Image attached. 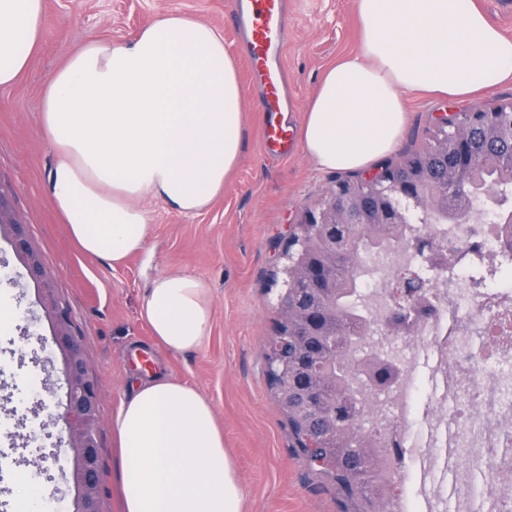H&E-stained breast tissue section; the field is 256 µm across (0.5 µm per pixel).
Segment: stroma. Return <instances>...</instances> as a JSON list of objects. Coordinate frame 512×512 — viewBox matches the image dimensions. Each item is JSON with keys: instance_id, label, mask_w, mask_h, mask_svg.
Segmentation results:
<instances>
[{"instance_id": "35a3bbf8", "label": "stroma", "mask_w": 512, "mask_h": 512, "mask_svg": "<svg viewBox=\"0 0 512 512\" xmlns=\"http://www.w3.org/2000/svg\"><path fill=\"white\" fill-rule=\"evenodd\" d=\"M294 28L285 65L293 84L295 117L330 66L358 48L361 32L355 0H292ZM177 12L212 26L232 47L235 32L228 0H44L39 48L12 87L0 88V189L27 226L45 280L67 307L89 375L100 394L96 440L100 466V512H120L112 446V415L129 394L136 365L168 371L211 402L224 430L246 492L245 512H340L334 485L309 469L278 403L267 371L283 255L307 211L319 207L335 186L337 172L317 167L303 147L274 159L262 149V114L247 87L244 62L236 69L243 87L244 139L240 158L223 193L196 215L145 199L150 216L149 250L112 266L82 253L55 212L47 174L57 154L39 122L40 100L52 73L87 41H131L159 15ZM469 99L414 93L405 100L407 123L390 155L400 161L430 140L439 119L474 108ZM12 284L0 303L15 314L0 325V512H14L10 484L36 452L29 438L46 422L33 408L28 379L63 381V358L49 341L51 323L5 238L0 263ZM183 270L211 289L212 330L198 349L171 354L157 346L140 314L153 277ZM50 497L57 512H76L73 451L64 448L53 469Z\"/></svg>"}]
</instances>
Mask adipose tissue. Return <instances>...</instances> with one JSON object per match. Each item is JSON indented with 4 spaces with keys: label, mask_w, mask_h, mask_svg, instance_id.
I'll return each instance as SVG.
<instances>
[{
    "label": "adipose tissue",
    "mask_w": 512,
    "mask_h": 512,
    "mask_svg": "<svg viewBox=\"0 0 512 512\" xmlns=\"http://www.w3.org/2000/svg\"><path fill=\"white\" fill-rule=\"evenodd\" d=\"M361 43L329 67L300 127L322 169H363L396 148L413 92L479 96L512 81V37L474 0H356ZM44 0H0V88L39 43ZM40 122L58 160L51 201L86 254L123 264L145 252L141 202L185 215L224 191L243 147L242 91L224 38L167 13L127 43L92 40L49 78ZM141 316L171 353L209 336L208 285L156 275ZM123 512H244L245 492L210 401L170 374L142 378L112 418Z\"/></svg>",
    "instance_id": "adipose-tissue-1"
}]
</instances>
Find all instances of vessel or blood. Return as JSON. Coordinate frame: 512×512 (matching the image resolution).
<instances>
[{"instance_id":"1","label":"vessel or blood","mask_w":512,"mask_h":512,"mask_svg":"<svg viewBox=\"0 0 512 512\" xmlns=\"http://www.w3.org/2000/svg\"><path fill=\"white\" fill-rule=\"evenodd\" d=\"M230 16L240 32V51L251 71L263 112V140L270 154L284 157L296 139L284 116L288 73L284 56L290 26L289 0H230Z\"/></svg>"}]
</instances>
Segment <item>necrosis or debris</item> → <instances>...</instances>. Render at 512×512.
Returning <instances> with one entry per match:
<instances>
[{
	"label": "necrosis or debris",
	"mask_w": 512,
	"mask_h": 512,
	"mask_svg": "<svg viewBox=\"0 0 512 512\" xmlns=\"http://www.w3.org/2000/svg\"><path fill=\"white\" fill-rule=\"evenodd\" d=\"M512 226L418 224L360 275L385 512H512Z\"/></svg>",
	"instance_id": "4bbe7bcc"
}]
</instances>
